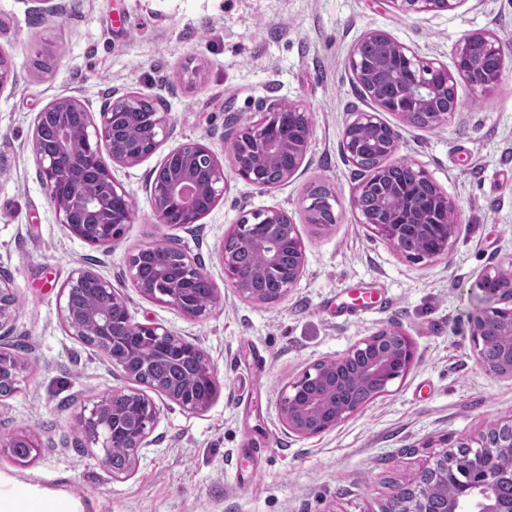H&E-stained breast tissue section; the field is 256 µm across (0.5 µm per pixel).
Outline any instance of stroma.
Segmentation results:
<instances>
[{"label": "stroma", "instance_id": "obj_1", "mask_svg": "<svg viewBox=\"0 0 512 512\" xmlns=\"http://www.w3.org/2000/svg\"><path fill=\"white\" fill-rule=\"evenodd\" d=\"M39 7L0 0V52L14 69L13 84L0 89V279L16 297L0 345L25 365L16 393L0 401V437L28 430L42 448L25 463L0 451V474L66 492L83 512H385L431 448L475 440L512 417V378L477 365L469 324L481 305L478 279L512 256V64L480 99L459 86L462 107L449 124L397 126L399 157L423 166L458 208L443 259H407L357 222L349 199L360 177L340 149L351 113L373 107L346 67L365 32L448 64L468 33L512 42V0H465L428 14L388 0H76L48 18ZM113 91L163 99L173 127L151 157L113 166L135 220L107 254L57 223L32 140L49 102L78 95L95 113ZM263 99L298 100L311 113L310 148L295 177L262 193L232 176L198 223H156L150 187L164 157L194 141L227 160L226 122L257 120ZM317 183L335 192L339 223H309L306 196ZM270 206L292 218L306 259L288 295L262 304L225 287L220 250L243 215ZM153 243L179 244L221 286L210 316L187 320L132 287L125 257ZM82 266L111 281L134 321L202 348L218 381L197 413L156 396L153 443L121 479L102 468L98 448L76 440L80 403L131 386L59 316L60 291ZM390 325L416 345L411 370L335 429L309 439L287 432L277 412L283 383Z\"/></svg>", "mask_w": 512, "mask_h": 512}]
</instances>
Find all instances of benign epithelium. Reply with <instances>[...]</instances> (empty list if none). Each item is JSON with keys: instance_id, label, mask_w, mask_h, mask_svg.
<instances>
[{"instance_id": "obj_1", "label": "benign epithelium", "mask_w": 512, "mask_h": 512, "mask_svg": "<svg viewBox=\"0 0 512 512\" xmlns=\"http://www.w3.org/2000/svg\"><path fill=\"white\" fill-rule=\"evenodd\" d=\"M404 13L453 11L464 0H388ZM378 38L389 43L393 53L403 60L409 74L403 77L401 100L387 96L382 90L376 72L367 69L353 46L347 68L360 90L375 104L371 111L351 113L341 137L344 157L363 170V136L369 135L378 165L364 170L356 186L350 207L358 223L369 227L386 240L396 251L404 252L406 236L425 239L430 248L428 258L448 255L457 225L441 222L440 216L456 212L454 201L437 185L429 173L416 165V179L426 190L413 192L411 188L388 180L395 165L392 158L399 150V134L395 126L382 117L390 112L405 124H415L421 116L431 118L434 127L449 124L459 113L461 102L457 87L464 83L475 97L485 96L500 84L507 61L512 60V43H505L493 35L476 31L467 34L455 47L453 65L440 61L427 64V69L438 74V79L426 82L418 78L412 66L418 64L415 51L382 31L366 32L362 39ZM144 97L134 92L113 93L105 99L95 119L86 101L77 96L60 97L47 104L38 114L33 134V152L39 181L53 208L57 223L84 242L109 252L118 241L117 229L135 219L132 198L117 182L109 164L134 166L153 154L169 136L172 129L170 110L164 104L150 112H143ZM261 117L250 123L234 124L225 131V138L234 143L249 140L265 145L267 165L259 163L248 150L229 155L231 171L236 178L264 193L271 192L288 181L302 167L309 150L312 135L310 112L299 101L283 104L262 102ZM145 116L143 132L133 142L127 134V125L135 118ZM107 153H102V150ZM280 165L279 178L270 181L267 167ZM168 171L166 179L153 181L150 204L153 216L160 224L186 227L196 224L224 195L227 176L224 164L206 145L184 143L170 151L162 162ZM93 176L101 186L100 195L88 197L83 193L84 180ZM384 183L379 206L372 212L358 208V197L374 184ZM261 225L256 235L237 233L238 244L263 253L269 268L280 265L281 242L274 233L288 230V241L299 255L297 266L280 272L279 288L270 298H264L251 288L252 270L238 264L230 238H225L220 252L224 266L225 285L241 297L261 303L282 300L300 279L305 265L306 245L296 224L287 213L275 206L242 216L241 224ZM153 252L150 244L142 245L127 254L125 276L144 296L175 308L179 314L193 321L206 318L220 303L217 286H212L211 303L199 306L190 283L195 279H209L203 269L186 251L175 246L171 254L175 267L162 268L156 277L165 288L159 290L153 281L142 277V266ZM93 281L97 290L93 309L74 304L73 295L87 281ZM484 282V299L512 303V257L494 272L480 278ZM59 311L63 323L78 337L85 324L95 329V340L88 346L100 352L112 370L125 378L150 388L168 398L187 412H196L208 406L216 393L217 379L207 354L200 347L186 341L160 324H142L132 319L124 295L99 273L86 268L74 270L62 288ZM16 298L9 284H0V329L15 317ZM396 334L405 337L400 351L384 350L380 337ZM470 335L481 345L475 348L477 364L488 374L512 377V348L503 358H492L486 350L499 336L512 335V306L488 307L479 310L470 319ZM149 336L159 348L161 357L170 358L184 350L194 359L200 381L206 384L202 392L187 393L176 384L161 386L145 381V370L132 354L133 342ZM370 352L367 360L354 375L346 367L348 359L360 351ZM416 357V349L407 333L399 326H388L358 340L340 357L316 361L298 377L281 388L278 414L287 430L301 438L322 435L349 416L359 412L367 403L356 402L353 394L361 385H376L386 392L396 372L407 374ZM22 363L11 352L0 349V383L16 386ZM121 395L128 401V409H112V399ZM160 416V407L145 391L136 388L117 391L110 389L80 406L75 420L80 426L88 447L100 446L99 461L110 473L121 477L133 470L144 450L153 443L151 436ZM478 447L467 442L457 447L443 446L418 469L420 480L397 487L387 512H512V495L505 496L502 488L512 478V418L499 420L477 439ZM18 447L38 452L42 448L39 437L21 432L0 439V449L8 453ZM123 449L125 467L115 473L112 449ZM465 468L476 475L474 486L458 495L445 498V505L436 508L433 495L445 491L454 481V471Z\"/></svg>"}]
</instances>
